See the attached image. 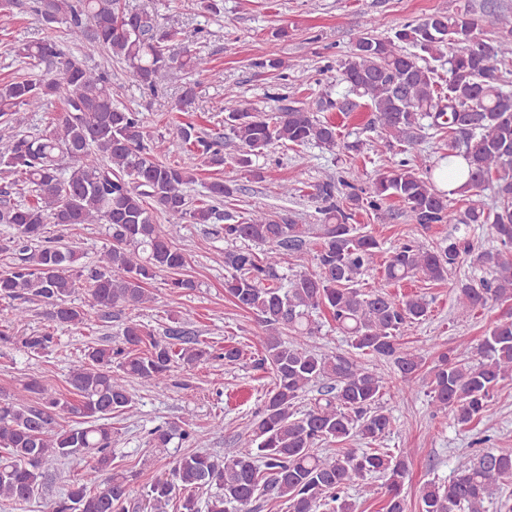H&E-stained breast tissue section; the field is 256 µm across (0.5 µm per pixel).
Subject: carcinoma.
I'll use <instances>...</instances> for the list:
<instances>
[{"label":"carcinoma","instance_id":"obj_1","mask_svg":"<svg viewBox=\"0 0 512 512\" xmlns=\"http://www.w3.org/2000/svg\"><path fill=\"white\" fill-rule=\"evenodd\" d=\"M46 25L61 24L71 41L86 53L105 50L125 64L127 77L156 90L173 70L202 72L205 59L193 50L176 57L167 42L175 34L161 29L154 15L128 12L120 0H36ZM491 24L500 34L482 38L479 19L466 10L455 16L436 12L392 35H376L375 18L363 20V33L341 61L340 80L348 92L370 102L378 138L405 155L397 166L366 188L332 179L315 185L321 201L320 224H299L255 210L244 220L220 212L234 188L214 180L205 197L187 193L195 181L196 161L224 165V138L235 140V163L253 176L257 157L276 143L313 145L332 151L338 145L336 124L315 112L333 107L329 100L312 108L304 102L276 98L280 106L253 112L239 96L224 95V129L201 136L194 124L176 128L187 162L161 159L164 140L145 141L141 113L114 98L109 74L92 68L54 41L24 43L15 55L27 65L44 66L49 78L17 76L0 84V170L10 174L0 191V224L10 235L0 252L24 255L23 264L0 273V297L38 303L53 326L83 327L95 309L104 319L112 313L144 308L154 297L147 288L158 273L169 274L168 286L179 293L196 288L182 275L185 253L173 242L172 230L155 222L148 209L174 224L220 227L224 241V292L237 307L256 316L265 339L255 365L271 371L273 389L244 435L243 448L219 460L204 452L184 453L174 462L173 478L157 477L146 497L154 508L180 495V512H201L199 493L209 496L206 512H227L226 505L246 507L270 495L288 503V512H353L348 491L371 492L373 478H383L384 512H406L402 495L411 449L373 448L391 431L394 418L382 403L429 387L431 405L459 426L479 420L500 382L512 380V321L496 324L482 341L460 344L439 353L428 371L425 358L401 343L408 328L426 320L429 301L421 295L397 297L385 286L418 274L443 281L448 271L470 257L488 268L492 278L456 283V312L461 321L491 303L512 302V91L504 74L512 62V14L498 13ZM451 48L448 59L442 49ZM448 64V81L435 80L436 62ZM57 98L64 112L37 132H24L25 113L36 112ZM448 133V149L434 164L420 161L424 129ZM464 183L456 194L467 198L463 209L451 207L448 192L437 187L445 176ZM495 183L498 204L485 209L481 193ZM390 200L401 202L413 223L489 224L502 248L477 251L472 242L450 238L429 247L408 240L387 253L368 231L349 223L353 212L368 208L377 219L392 218ZM105 224L112 243L97 254L94 266L78 265L70 246L43 236L45 226ZM264 246L256 254L250 244ZM290 253L311 268L291 276L282 273ZM380 267L384 284L358 288L364 272ZM87 281V302L71 297ZM325 312L347 340L349 351L329 355L310 342L318 334L315 316ZM288 340H283V337ZM55 345L45 329L22 338L30 354ZM369 356L391 363L398 384L365 366ZM202 346L177 327L166 338L131 321L123 345H89L84 364L68 377L66 397L33 378L0 402V499L29 502L46 487L62 459L83 463L80 476L48 512H125L131 475L112 466L114 413L132 407L130 382L156 389L175 368L190 371L211 359ZM317 388L305 411L297 408L303 393ZM82 418L60 428L56 416ZM192 419L166 422L150 432L149 447L166 452L174 440L192 437ZM364 442L366 448L323 446ZM512 484V450L488 448L458 468L448 483L430 482L423 489L421 512H488Z\"/></svg>","mask_w":512,"mask_h":512}]
</instances>
